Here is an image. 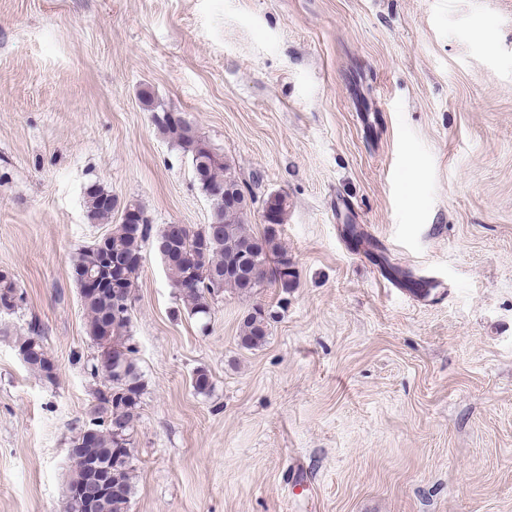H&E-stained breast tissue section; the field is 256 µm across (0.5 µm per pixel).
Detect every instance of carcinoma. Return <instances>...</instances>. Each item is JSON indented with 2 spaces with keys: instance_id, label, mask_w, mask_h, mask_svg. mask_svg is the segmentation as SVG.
Instances as JSON below:
<instances>
[{
  "instance_id": "carcinoma-1",
  "label": "carcinoma",
  "mask_w": 512,
  "mask_h": 512,
  "mask_svg": "<svg viewBox=\"0 0 512 512\" xmlns=\"http://www.w3.org/2000/svg\"><path fill=\"white\" fill-rule=\"evenodd\" d=\"M154 120L160 134L190 157L195 182L212 202L210 223L220 227L219 236L207 238L209 269H202L193 262L194 251L199 245L197 231L186 235L180 247L179 258L165 263L171 285L178 289L179 301L188 315L201 324H206L214 299V286L209 272L224 273V262L240 253L246 246L253 247L247 271L250 277L260 283L268 277L283 288L290 287L293 275H283L278 272L277 267L270 266L272 262L287 259V252L277 241L275 233L269 229L260 236L251 233L246 227L250 210L224 207L221 192L228 189L236 174L228 161L221 162L211 158L210 153H217L219 149L207 142L192 123L176 112L158 113L154 115ZM107 195L109 191L97 184L86 188V217L89 223H112L114 209L104 204V197ZM131 204L138 212L139 221L134 224H117L104 237L105 243L102 244L97 239L81 249L73 262L74 269L83 275L97 269L104 248L122 256H129L142 254L144 243L149 240L154 247H159L165 239L166 227L154 228L141 204L134 200ZM265 209L272 212L270 223H282L286 209L285 197L275 195L267 198ZM140 273V265L126 266L125 293L117 302L108 294L84 291L82 279L74 278L87 312V335L97 345L99 352L121 357L116 368L110 363L99 361L92 365L94 374L104 379V388L96 392L98 404L94 408V451L112 457V472L124 487L123 498L100 501L96 512H129L133 494L134 456L116 450L118 434L114 430L113 421H122V434L133 437L134 423L139 415L140 398L144 389L135 349L130 344L133 291ZM21 301L23 293L19 291L14 279L0 272V311H13ZM263 321L259 310L243 318L240 333L243 347L256 348L266 341L268 330ZM15 347L30 371L50 383L55 381L57 367L48 355L38 326H32L28 335L16 337Z\"/></svg>"
}]
</instances>
